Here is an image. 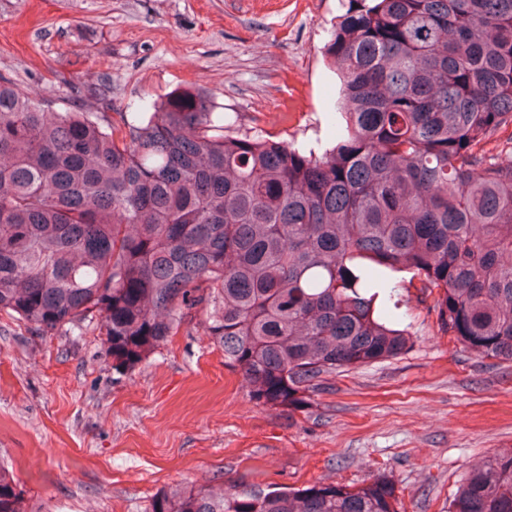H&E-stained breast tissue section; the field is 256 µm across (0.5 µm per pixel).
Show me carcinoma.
<instances>
[{"label":"carcinoma","mask_w":512,"mask_h":512,"mask_svg":"<svg viewBox=\"0 0 512 512\" xmlns=\"http://www.w3.org/2000/svg\"><path fill=\"white\" fill-rule=\"evenodd\" d=\"M325 45L330 147L231 135L203 90L131 116L0 80V312L97 320L127 371L200 316L253 400L289 407L411 345L402 291L464 351L512 361V0H349ZM361 487L177 489L150 512H396ZM0 512L21 491L0 467ZM448 512H512V448Z\"/></svg>","instance_id":"1"}]
</instances>
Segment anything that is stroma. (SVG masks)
Wrapping results in <instances>:
<instances>
[{
  "label": "stroma",
  "instance_id": "obj_1",
  "mask_svg": "<svg viewBox=\"0 0 512 512\" xmlns=\"http://www.w3.org/2000/svg\"><path fill=\"white\" fill-rule=\"evenodd\" d=\"M348 0H0V76L57 111L132 112L193 85L233 133L327 143L340 82L323 46ZM401 356L337 373L300 408L257 404L198 323L119 373L95 324L41 336L0 313V466L22 512H149L206 485L359 486L448 512L512 448V362L460 350L416 298Z\"/></svg>",
  "mask_w": 512,
  "mask_h": 512
}]
</instances>
